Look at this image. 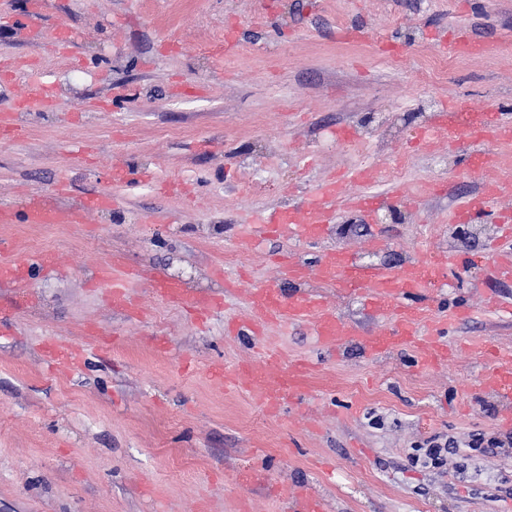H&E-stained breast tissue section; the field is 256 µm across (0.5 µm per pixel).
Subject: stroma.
I'll list each match as a JSON object with an SVG mask.
<instances>
[{
    "instance_id": "1",
    "label": "stroma",
    "mask_w": 512,
    "mask_h": 512,
    "mask_svg": "<svg viewBox=\"0 0 512 512\" xmlns=\"http://www.w3.org/2000/svg\"><path fill=\"white\" fill-rule=\"evenodd\" d=\"M0 0V206L23 214L31 191L66 183L71 198L109 206L81 224H0V259L54 254L56 269L0 284V512H291L305 487L326 512H512V428L477 388L473 345L512 347V279L491 263L512 249L495 224L476 235L452 219L491 178L512 181V147L495 170L468 165L464 134L420 135L443 104L512 113V0ZM360 27L344 41L337 31ZM465 29L488 46L452 57L420 95L407 89ZM355 139L343 145L339 133ZM374 172L385 202L349 207L320 239L253 235L266 209L307 204L327 179ZM142 172L114 181L116 168ZM402 269L442 264L428 290L448 321L446 361L419 364L407 346L373 355L363 340L390 330L362 298L319 282L353 331L337 351L296 321L262 336L244 293L270 280L283 251L314 265L330 251ZM121 256L193 296L221 304L205 320L142 280L143 317L113 310L99 267ZM470 318L453 320L456 308ZM79 350L51 365L52 346ZM272 348L284 367L308 362L309 397L282 414L233 373ZM504 453L469 455L472 435ZM436 435L461 451L440 469L413 464Z\"/></svg>"
}]
</instances>
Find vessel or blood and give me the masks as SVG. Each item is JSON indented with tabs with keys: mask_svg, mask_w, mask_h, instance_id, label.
Segmentation results:
<instances>
[{
	"mask_svg": "<svg viewBox=\"0 0 512 512\" xmlns=\"http://www.w3.org/2000/svg\"><path fill=\"white\" fill-rule=\"evenodd\" d=\"M442 53L457 56H472L482 52L481 41L470 38L466 32H459L453 39L439 43ZM479 110L463 112L456 105L445 106L433 121L441 139L465 132L477 141L488 138L511 139L512 122L502 119L488 125L482 120ZM351 181L364 185L363 193L344 197L341 183H325L317 197L308 205L289 209L273 208L264 211L257 219L260 231L276 237L293 240L320 237L327 224L335 217L334 205L339 198H347L349 204L360 211L370 212L380 203L379 195L367 191L372 175L368 168L356 167L350 174ZM66 189H59L57 197L49 198L39 193L30 194L23 219L28 224H78L83 222L94 204L87 201L79 205L63 204ZM512 205V183L497 179L483 183L480 193L467 197L456 210L458 221L463 223L491 221L502 223L508 206ZM53 254L42 253L34 259L1 260L0 281L17 282L26 268L50 267L55 265ZM432 273L419 262L408 263L402 271L391 273L384 269L358 265L353 256L346 252H330L316 265L297 260H282L277 277L268 283L247 289L246 298L250 311L247 324L239 326L238 334L252 335L259 329L282 325L291 321L309 322L315 336L328 350H336L350 334L346 324L337 316L333 307L319 295L296 294L285 296L281 285L290 283L300 286L316 279L321 283L342 288L347 293L361 294L368 307L377 314L390 316L395 331L384 332L364 341L365 348L374 354L388 353L401 347L414 346L419 353L421 365L428 366L447 357V350L439 342L443 327L435 323L427 331H420L419 323L423 310L407 303L406 298L425 291ZM101 285L111 288L112 306L120 310H136L137 305L114 268L104 266L98 273ZM153 291L173 304L193 302L200 311L214 307V300L187 299L182 288L161 276L150 277ZM225 387L247 389L253 392L260 406L277 414L286 406L301 403L306 395L310 372L306 364L298 363L289 370H282L281 363L273 354L266 353L258 359L244 362L233 374L223 369L213 372ZM480 385L484 391L501 395L510 408L502 416L504 425H512V348L495 349L485 368Z\"/></svg>",
	"mask_w": 512,
	"mask_h": 512,
	"instance_id": "b4317fda",
	"label": "vessel or blood"
}]
</instances>
